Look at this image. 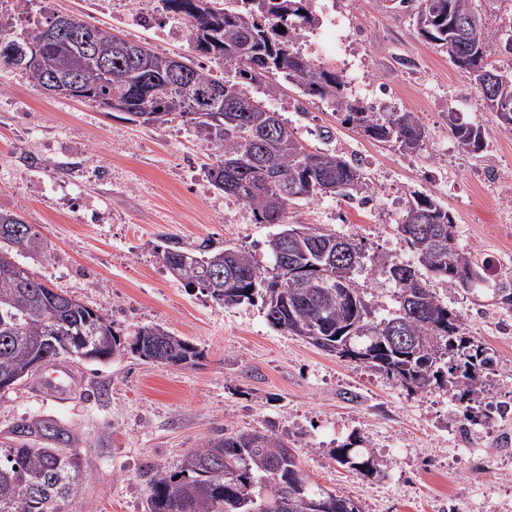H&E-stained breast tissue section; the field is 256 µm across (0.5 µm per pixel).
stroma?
<instances>
[{
    "mask_svg": "<svg viewBox=\"0 0 512 512\" xmlns=\"http://www.w3.org/2000/svg\"><path fill=\"white\" fill-rule=\"evenodd\" d=\"M94 0H31L10 24L14 33L57 13L120 31L160 54L189 51L162 0H143L147 18L125 0L100 11ZM419 0H313L318 26L293 48L340 74L378 112H413L426 128L421 149L403 152L342 123L328 105L282 84L268 106L296 128L307 149L353 161L371 189L359 206L337 195L289 205V224H314L363 241L368 254L408 261L396 224L421 193L448 208L459 239L478 259L512 274V131L478 104L470 75L446 50L418 34ZM346 20L329 27L332 16ZM481 126L480 155L462 150L449 114ZM209 142L182 120L156 127L65 97H50L13 68H0V209L34 225L49 255L20 261L50 287L102 309L128 332L160 324L204 353L199 366L153 364L125 355L76 366L73 392L58 402L31 384L0 396V429L24 416H50L70 427L86 454L81 496L72 512H147L143 459L180 470L186 454L217 429L274 431L296 448L312 482L351 498L361 512H500L512 501V412L465 425L452 392L411 394L363 364L325 355L274 329L261 301L220 306L174 279L161 261L164 239L209 241L252 253L276 225L256 223L241 200L215 189L205 165ZM356 288L395 308L394 287L366 263ZM428 284L461 312L468 335L492 348L498 371L492 402L512 409V312L492 293L470 294L436 277ZM354 461L339 464L337 446Z\"/></svg>",
    "mask_w": 512,
    "mask_h": 512,
    "instance_id": "1",
    "label": "stroma"
}]
</instances>
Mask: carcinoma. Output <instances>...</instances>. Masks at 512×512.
<instances>
[{
	"instance_id": "obj_1",
	"label": "carcinoma",
	"mask_w": 512,
	"mask_h": 512,
	"mask_svg": "<svg viewBox=\"0 0 512 512\" xmlns=\"http://www.w3.org/2000/svg\"><path fill=\"white\" fill-rule=\"evenodd\" d=\"M172 17L185 24L193 51L228 65L234 74L218 78L189 56L150 52L158 75L168 76L178 61L189 86L176 90L158 83L138 85L139 61L116 35L74 19L93 36L100 54L111 60L104 76L95 59L75 67L74 46L65 33L35 59L28 45L39 43L51 19L35 22L18 38L0 25V66L13 67L41 87L50 76L75 77L90 92L88 101L120 111L136 123L161 126L181 118L197 136L212 143L208 165L211 184L242 200L259 224H283L288 204L326 193L367 203L368 187L360 171L344 157L310 151L295 128L265 101L243 90V83H265L266 95L278 91L267 82L280 75L306 96L324 101L371 139L413 152L425 142L426 129L413 112H374L347 92L344 76L317 59L292 49L304 26L316 22L312 0H162ZM419 27L426 39L453 45L456 66L472 77L482 106L496 113L498 125L512 131V70L487 61L496 38L473 0H421ZM210 27L209 37L198 36ZM222 91L219 99L211 94ZM152 117L140 119L147 107ZM451 133L465 150L479 153L485 131L467 122L451 123ZM416 263L448 287L475 292L485 287L487 263L461 246L450 211L436 200L415 195L396 224ZM301 236L286 241L283 234ZM48 239L19 216L0 210V395L23 383L32 364L52 351L74 353L86 363H107L130 353L162 365L196 366L202 352L192 342L160 324L135 328L126 336L102 311L47 286L26 271L15 256L49 252ZM273 263L259 267L252 255L209 244L167 247L162 260L178 267L182 281L199 284L224 306L262 300L267 322L298 336L317 349L381 372L410 393L453 390L464 421L476 418L475 404L485 399L484 378L495 370V352L467 335L461 313L443 304L411 263L385 255L373 257L394 284L398 308L377 315L373 303L354 287L364 267L362 243L311 224L288 225L269 240ZM294 266L291 277L280 272L282 259ZM231 278L236 287L224 290ZM496 304L512 311V280L490 284ZM40 419L22 417L0 430V512H69L83 490L82 439L64 425L55 432L38 427ZM336 460L356 470L375 468L374 460L355 463L346 444ZM148 486V512H361L351 499L309 480L288 442L269 431L224 429L190 451L175 473L147 459L139 470Z\"/></svg>"
}]
</instances>
